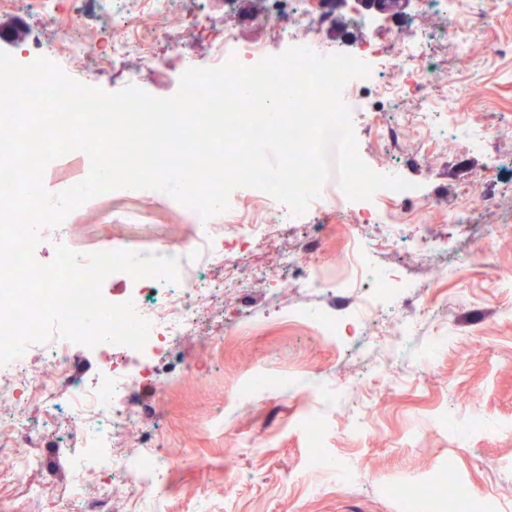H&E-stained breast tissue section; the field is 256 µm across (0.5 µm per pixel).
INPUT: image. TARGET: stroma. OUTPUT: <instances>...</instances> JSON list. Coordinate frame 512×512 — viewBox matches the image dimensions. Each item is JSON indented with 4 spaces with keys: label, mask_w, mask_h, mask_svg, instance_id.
I'll return each mask as SVG.
<instances>
[{
    "label": "stroma",
    "mask_w": 512,
    "mask_h": 512,
    "mask_svg": "<svg viewBox=\"0 0 512 512\" xmlns=\"http://www.w3.org/2000/svg\"><path fill=\"white\" fill-rule=\"evenodd\" d=\"M66 7L80 16L83 35L108 41L122 35L136 5L113 0L108 10L88 17L83 0H67ZM199 8L214 26L232 29L246 41H265L271 54L280 52L264 0H240L231 12L224 0H201ZM441 24L435 13L377 32L350 22L329 44L349 51L372 37L401 44L411 42L418 29L433 34L438 65L463 75L471 86L462 108L479 125L512 128V55L494 57L488 50L493 43H512V14L495 16L462 45L439 39ZM168 26L173 44L156 46L130 63L142 74L143 90L157 97L175 92L186 59L211 51L209 39L183 29L180 15L171 16ZM18 27L28 35L39 32L49 43L57 38L56 28L33 13L30 0L0 9V37ZM352 124L363 161L419 185L429 205L428 225L395 226L389 246L378 255L404 285L406 303L421 309L419 321L402 336L398 354L381 374L363 356L372 342L359 326L366 314L358 307L345 310L347 332L334 341L279 320V311L293 312L304 303L292 286L293 273L280 267L283 253L315 236L319 264L334 268L351 234H377V225L356 223L353 213L307 212L285 224L274 240L257 244L252 270L278 273L277 282H254L212 298L203 325L224 330L218 347H203L196 336L175 342L178 358L207 362V374L182 375L160 395L152 365L132 353L126 357L127 364L143 370L131 398L139 420L123 434L127 447H137L140 430L148 429L159 436L164 453L180 462L170 480L167 512H400L398 500L385 492L387 484L420 482L450 461L472 499L490 495L500 512H512V235L487 239L491 228L512 225V136L486 153L468 149L450 131L422 162L414 136L385 149L372 141L361 115H353ZM478 189L495 195L497 205L472 209L468 223H449V209ZM195 231V220L169 194L118 192L73 211L63 234L42 232L35 259L50 262L58 244L82 253L107 240L117 249L132 243L147 253ZM423 233L429 244L418 254L412 244ZM255 366L281 372V385L257 399L236 400L239 383ZM307 409L325 420L324 446L338 468L356 473L351 484L307 469V433L299 422ZM452 414L481 428L467 446H457L448 435ZM216 416L223 417V430L211 428ZM26 417L42 434L43 462L32 478L48 497L62 498L73 462L61 438L81 424L48 414L36 403L28 405ZM361 419L370 423L364 435L351 428ZM228 459L236 463L229 490L224 487ZM198 461L209 466L208 498L194 469Z\"/></svg>",
    "instance_id": "1"
}]
</instances>
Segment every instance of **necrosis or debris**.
<instances>
[{
	"instance_id": "necrosis-or-debris-1",
	"label": "necrosis or debris",
	"mask_w": 512,
	"mask_h": 512,
	"mask_svg": "<svg viewBox=\"0 0 512 512\" xmlns=\"http://www.w3.org/2000/svg\"><path fill=\"white\" fill-rule=\"evenodd\" d=\"M179 2L145 0L144 17L130 19L128 34L120 41L95 45L78 37L68 26L60 29V40L69 56L93 59L100 69L113 68L132 55L151 53L156 43L169 41L164 21ZM266 6L267 20L282 41L293 42L298 34L304 33L309 37L308 48L321 56L327 53L324 34L335 27L331 0H266ZM510 7L512 0H498L492 8L487 7L484 0H474L468 16L463 17L457 10V0H415L416 12L435 11L442 15V35L455 41L463 40L466 32L486 29L496 10ZM429 42V34L420 33L413 42L398 48L377 40L360 43L353 55L368 64L371 72L368 77L351 79L343 89V100L350 111L364 113L372 139L386 147L394 146L408 133L415 135L422 148L435 145L438 116L444 113L449 125L455 127L466 142L486 151L495 150L502 131H484L455 109L465 87L464 81L440 71L435 64L419 65L418 60ZM267 55L264 44L240 42L234 31L228 30L222 38L213 41L203 64L216 67L233 61L251 66ZM443 82L449 86L448 98L433 99V88ZM408 98L420 101L421 107L405 115L400 111V104ZM259 198L261 209L241 210L233 205L225 211V224L235 229L232 243L215 237L210 223L204 222L192 238L170 248H159V255L179 259L177 281L126 277V299L133 301L138 314L150 323L144 355L173 356V342L180 336L202 337L209 346L221 343L220 335L204 333L201 325L203 310L214 293L206 274L214 267L230 269L231 275L225 278L223 288L227 291L237 288L239 280L234 272L239 268L243 251L279 234L285 221L283 211L269 194L260 193ZM356 205L361 223L378 225L380 233L373 239L350 238L335 277L344 289L355 287L363 278L375 293L390 292L394 282L392 273L386 266L372 261L370 255L377 252L383 242L389 241L395 225L426 224L429 206L415 200L412 191L391 189L379 190L372 199ZM310 254V246L303 244L283 256V267L298 273L294 286L301 293L329 284L326 273L309 267ZM35 350L50 364V373L35 372L30 364L32 352H23L0 366V397L22 408L35 400L50 407L59 388H66L67 410L83 422L79 432L68 434L66 445L88 451L69 487L71 496L80 504V512H111V504L121 485L161 496L177 463L161 451L153 432L142 431L137 447L116 449L109 454L104 451L108 442L117 439L121 429L137 420L127 405V397L139 380V369L116 370L111 377L88 384L76 375L67 346L52 338L36 343ZM8 432L10 450L0 455V475L24 488L32 512H42L46 502L44 491L31 479L39 465L41 436L19 415L9 423ZM92 473L100 474L101 479L97 488L90 492L86 489V478Z\"/></svg>"
}]
</instances>
